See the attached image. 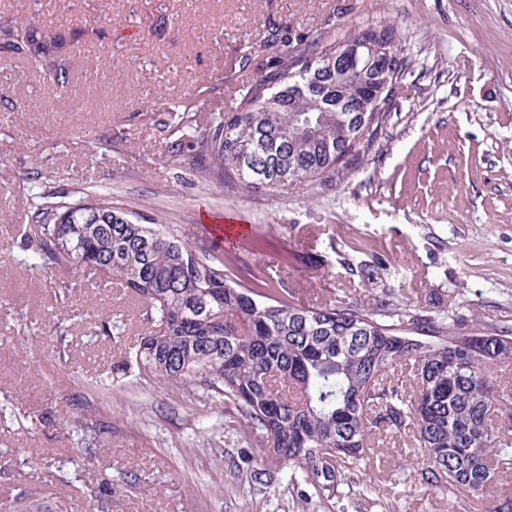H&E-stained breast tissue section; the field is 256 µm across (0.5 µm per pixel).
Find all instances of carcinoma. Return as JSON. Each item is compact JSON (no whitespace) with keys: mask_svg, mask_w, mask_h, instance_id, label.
<instances>
[{"mask_svg":"<svg viewBox=\"0 0 512 512\" xmlns=\"http://www.w3.org/2000/svg\"><path fill=\"white\" fill-rule=\"evenodd\" d=\"M4 32L15 53L29 43L58 53L65 42L32 17L7 22ZM365 33L380 42L389 71L382 91L346 51L268 31L266 43L286 51L269 71L252 53L241 56L254 76L240 88V109L197 140L199 177L271 194L343 178L385 124L408 68L391 26ZM300 70L308 74L302 87ZM70 71L64 58L50 63L60 88ZM377 96L384 105L374 112L345 111ZM294 107L309 111L312 125ZM35 222L33 265L64 266L74 256L86 274L104 273L146 304L151 331L137 351L145 370L169 383L198 382L237 411L258 446L254 491L285 472L289 485L308 487L307 498L325 505L365 496L374 487L362 474L380 444L410 436L424 452L413 482L450 497L483 492L487 512H512V496L495 491L512 466V388L490 371L512 363L509 331L464 330L455 313L405 302L390 288L366 304L347 296L295 302L284 280L232 278L219 257L107 197L42 203Z\"/></svg>","mask_w":512,"mask_h":512,"instance_id":"1","label":"carcinoma"}]
</instances>
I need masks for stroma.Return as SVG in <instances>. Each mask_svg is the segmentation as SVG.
Returning <instances> with one entry per match:
<instances>
[{
	"instance_id": "obj_1",
	"label": "stroma",
	"mask_w": 512,
	"mask_h": 512,
	"mask_svg": "<svg viewBox=\"0 0 512 512\" xmlns=\"http://www.w3.org/2000/svg\"><path fill=\"white\" fill-rule=\"evenodd\" d=\"M36 22L65 35L72 70L62 89L49 60L0 47V506L327 512L283 478L252 492L236 411L141 368L132 297L75 268L31 267L33 212L46 196L105 194L207 249L215 227L243 224L225 269L284 268L300 301L391 288L465 326L512 327V0H82L75 12L43 0ZM377 23L411 68L347 177L276 196L197 181L191 145L239 109L243 51L267 66L280 53L269 26L329 45ZM348 261L379 274L361 280ZM418 462L410 442L389 444L372 497L346 512H484L483 493L416 487Z\"/></svg>"
}]
</instances>
